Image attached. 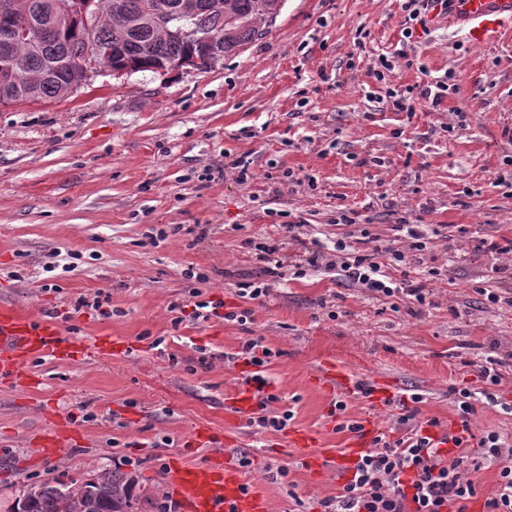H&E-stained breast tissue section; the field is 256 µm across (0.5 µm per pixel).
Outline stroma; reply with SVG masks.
Returning <instances> with one entry per match:
<instances>
[{
  "mask_svg": "<svg viewBox=\"0 0 512 512\" xmlns=\"http://www.w3.org/2000/svg\"><path fill=\"white\" fill-rule=\"evenodd\" d=\"M401 4L284 0L263 35L214 71L118 78L102 67L70 97L0 105V306L100 343L32 359L33 384L0 386V512H12L27 486L107 471L134 479L132 512H160L169 457L202 464L215 448L249 459L245 480L270 512H320L345 481L337 464L354 441L337 431L332 403L345 400L350 417L374 432L389 431L395 413L352 389H324L316 377L325 362L358 380L393 379L399 395L422 394V419L445 430L458 420L449 386L476 385L487 357L512 354V307L473 290L494 264L503 269L496 288L512 290V256L476 254L469 238L432 242L448 274L432 282L434 304L417 316L313 275L250 302V330L219 318L172 325L171 302L197 290L240 306L237 284L263 278L247 241L272 233L276 213L320 225L331 240L346 232L335 223L342 205L367 209L383 236L400 211L512 238V186L493 184L512 156L502 136L512 129V31L472 45L445 20L409 21ZM381 54L395 65L383 83L369 74ZM451 73L458 93L440 110L418 107L404 126L367 99ZM459 108L467 130L445 132ZM240 157L252 173L244 182L225 167ZM288 170L314 176V186L269 193V177ZM178 224L211 231L194 245L174 233ZM166 227L167 239L153 242L152 231ZM53 252L81 258L47 290ZM13 270L23 281L10 279ZM98 291L110 293L111 317L70 315L79 296ZM251 334L276 352L266 375L279 407L294 412L288 432H259L231 413L242 368L221 355ZM201 347L216 358L195 371ZM52 413L77 422L79 436L59 457L39 460L30 437ZM198 427L209 443H194ZM292 431L313 445L292 446ZM278 465L289 469L287 484L268 477Z\"/></svg>",
  "mask_w": 512,
  "mask_h": 512,
  "instance_id": "stroma-1",
  "label": "stroma"
}]
</instances>
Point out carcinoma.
<instances>
[{"label":"carcinoma","mask_w":512,"mask_h":512,"mask_svg":"<svg viewBox=\"0 0 512 512\" xmlns=\"http://www.w3.org/2000/svg\"><path fill=\"white\" fill-rule=\"evenodd\" d=\"M95 23L71 26L40 37V46L13 38L0 20V66L14 63L18 81L0 85V104L51 100L68 96L82 82L79 63L95 57L97 64L130 68L155 76L164 63L192 57L197 71L215 70L224 56L244 49L262 35L260 25L272 23L283 0H81ZM186 12L178 15L173 33L139 21L144 7ZM131 483L107 473L96 482L70 485L44 483L23 491L13 512H128Z\"/></svg>","instance_id":"1"}]
</instances>
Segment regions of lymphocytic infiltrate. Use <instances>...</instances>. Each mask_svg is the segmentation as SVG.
Masks as SVG:
<instances>
[{"instance_id": "1", "label": "lymphocytic infiltrate", "mask_w": 512, "mask_h": 512, "mask_svg": "<svg viewBox=\"0 0 512 512\" xmlns=\"http://www.w3.org/2000/svg\"><path fill=\"white\" fill-rule=\"evenodd\" d=\"M458 90L454 83L426 81L401 92L388 91L387 97L394 111L410 119L417 106L438 108L448 93ZM336 222L357 228L360 245L344 237L324 245L301 220L277 225L275 234L251 239L249 246L262 263L265 278L238 284L236 295L243 299L244 308L224 313L219 304L198 300L190 310L192 319L206 322L220 316L246 326L252 314L249 301L267 296L273 284L287 282L289 277L315 273L335 274L366 299L388 303L394 309L402 303L419 310L432 305L429 284L445 274L443 267L433 265L430 254L429 244L440 233L437 225L404 214L391 224V235L384 239L373 233L372 218L355 209H338ZM291 245L302 246V254H289ZM394 266L402 267L400 277L391 275ZM273 356L259 336L246 339L237 351L224 356L225 363H240L249 369L244 381L253 388L258 412L248 424L260 432L284 431L294 417L292 410L273 408L278 397L269 393L270 381L264 374ZM499 365V360L489 358L480 366L481 387H450L459 424L442 435L434 433L437 420H419L421 394L399 399L401 411L395 424L401 435L393 439L381 432L371 437L370 449L349 467L337 495L321 501V512H469L478 494L475 474L479 465L470 454L474 446L499 464L495 493L485 499L482 512H512V440L495 431L474 437L469 425L482 400L512 413V402L497 395L504 381Z\"/></svg>"}]
</instances>
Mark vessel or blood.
I'll list each match as a JSON object with an SVG mask.
<instances>
[{"label":"vessel or blood","instance_id":"obj_1","mask_svg":"<svg viewBox=\"0 0 512 512\" xmlns=\"http://www.w3.org/2000/svg\"><path fill=\"white\" fill-rule=\"evenodd\" d=\"M449 19L463 22L468 40L481 43L503 29L512 28V0H459ZM81 346V341L63 335L55 321L34 323L16 310L0 307L1 385L22 382L26 364L33 357L57 358ZM74 437V423L54 417L45 431L34 435L33 442L39 457L52 459ZM166 484L181 512H269L263 495L243 492L238 466L220 450L200 465L171 457Z\"/></svg>","mask_w":512,"mask_h":512}]
</instances>
